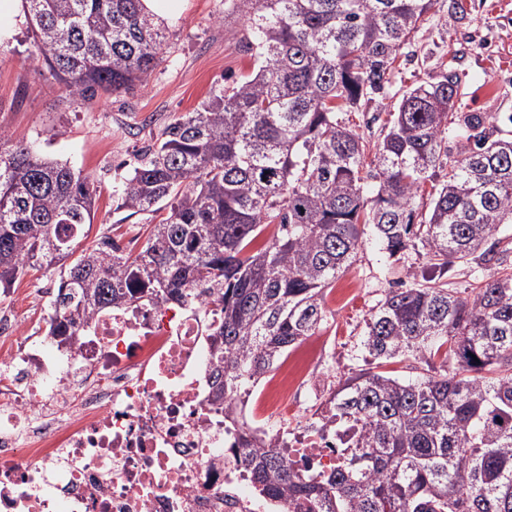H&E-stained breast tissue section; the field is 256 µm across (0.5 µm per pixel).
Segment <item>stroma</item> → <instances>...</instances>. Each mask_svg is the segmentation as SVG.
I'll list each match as a JSON object with an SVG mask.
<instances>
[{"label": "stroma", "instance_id": "35a3bbf8", "mask_svg": "<svg viewBox=\"0 0 512 512\" xmlns=\"http://www.w3.org/2000/svg\"><path fill=\"white\" fill-rule=\"evenodd\" d=\"M238 30L224 20V0H185L147 80L126 93L87 99L49 74L26 16H18L11 38L0 43V139L34 145L95 181L98 210L80 246L108 235L132 242L133 252L144 247L152 218L121 208L115 188L165 124L193 111L228 78L251 72L253 61L239 47ZM450 71L466 90L463 111L481 113L490 127L512 114V0H434L399 52L392 86L412 89ZM397 104V98L383 96L350 113V124L365 143L375 144ZM426 267L423 248L394 261L372 234L364 235L350 266L325 290L326 318L317 331L321 361L304 388L301 412L287 419L289 427L316 415L321 390L337 389L364 368L361 341L370 314L391 289L420 281ZM58 274L42 269L16 281L0 300V312L26 313L28 330L44 332Z\"/></svg>", "mask_w": 512, "mask_h": 512}]
</instances>
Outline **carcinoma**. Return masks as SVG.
I'll return each instance as SVG.
<instances>
[{
  "label": "carcinoma",
  "instance_id": "cac0c4a2",
  "mask_svg": "<svg viewBox=\"0 0 512 512\" xmlns=\"http://www.w3.org/2000/svg\"><path fill=\"white\" fill-rule=\"evenodd\" d=\"M433 0H224L245 23L252 73L166 125L117 192L133 214L166 212L135 257L107 236L76 252L97 187L29 145H0V294L63 260L49 335L141 299L197 310L215 363L211 401L237 402L325 319L324 289L371 229L394 257L426 249L422 282L393 288L366 324L376 369L334 392L336 436L354 448L315 477L288 449L241 432L255 483L321 512H512V137L461 111L452 73L403 92L376 144L338 114L391 84ZM37 48L70 92L120 94L153 72L165 26L142 0H24ZM473 142L454 161L448 135ZM443 172L429 210L422 184ZM378 180L373 199L365 180ZM278 228L264 246L254 242ZM479 254L492 273L467 296L440 283ZM440 362H435V359ZM423 363L403 379L387 363Z\"/></svg>",
  "mask_w": 512,
  "mask_h": 512
}]
</instances>
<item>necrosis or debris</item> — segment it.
Instances as JSON below:
<instances>
[{"mask_svg": "<svg viewBox=\"0 0 512 512\" xmlns=\"http://www.w3.org/2000/svg\"><path fill=\"white\" fill-rule=\"evenodd\" d=\"M0 321V512H288L243 462L240 428L212 404L205 324L194 310L140 302L98 314L71 342ZM320 354L305 337L240 418H278ZM331 409L302 430L256 426L295 467L340 462Z\"/></svg>", "mask_w": 512, "mask_h": 512, "instance_id": "necrosis-or-debris-1", "label": "necrosis or debris"}]
</instances>
